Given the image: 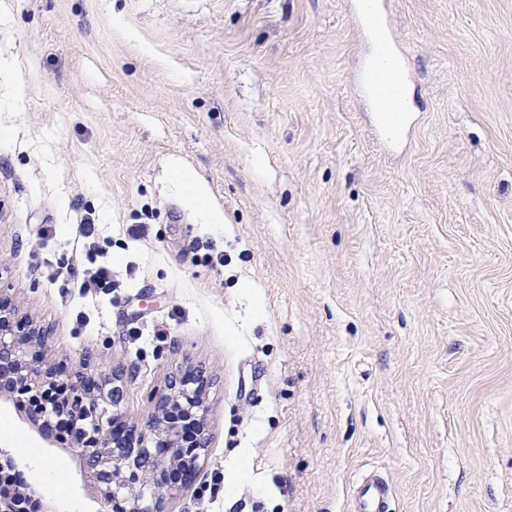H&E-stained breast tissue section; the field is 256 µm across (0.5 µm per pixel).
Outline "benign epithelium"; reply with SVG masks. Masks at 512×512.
Wrapping results in <instances>:
<instances>
[{
  "label": "benign epithelium",
  "mask_w": 512,
  "mask_h": 512,
  "mask_svg": "<svg viewBox=\"0 0 512 512\" xmlns=\"http://www.w3.org/2000/svg\"><path fill=\"white\" fill-rule=\"evenodd\" d=\"M50 339L48 325L15 318L0 300V401L18 403L10 395L15 387L30 393L40 416L26 422L48 447L58 445L52 431L56 422L74 413L67 449L80 457L100 492L98 512H168L169 498L194 473L208 444L203 375L169 382L135 445L117 436L122 397L117 382L123 374H62L44 357Z\"/></svg>",
  "instance_id": "7a95c632"
}]
</instances>
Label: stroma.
<instances>
[{
    "mask_svg": "<svg viewBox=\"0 0 512 512\" xmlns=\"http://www.w3.org/2000/svg\"><path fill=\"white\" fill-rule=\"evenodd\" d=\"M390 27L414 123L388 150L350 0H0V296L51 361L132 370L134 435L202 372L172 512H353L372 472L392 512H512V0ZM84 218L116 288L72 266ZM25 418L0 402V445L58 462L48 512H98Z\"/></svg>",
    "mask_w": 512,
    "mask_h": 512,
    "instance_id": "35a3bbf8",
    "label": "stroma"
}]
</instances>
